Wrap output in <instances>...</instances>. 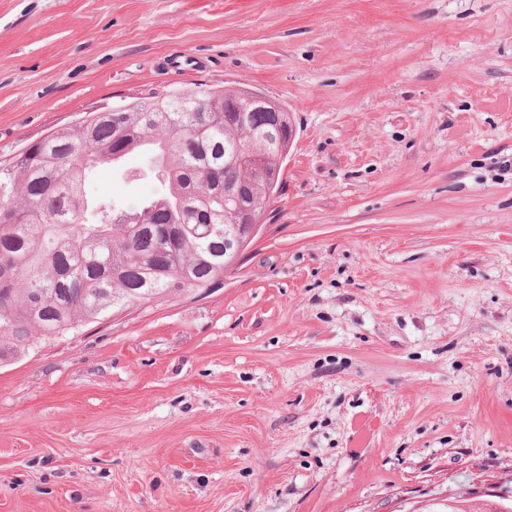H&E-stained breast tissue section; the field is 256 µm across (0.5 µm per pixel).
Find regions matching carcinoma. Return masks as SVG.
Wrapping results in <instances>:
<instances>
[{
  "instance_id": "1",
  "label": "carcinoma",
  "mask_w": 512,
  "mask_h": 512,
  "mask_svg": "<svg viewBox=\"0 0 512 512\" xmlns=\"http://www.w3.org/2000/svg\"><path fill=\"white\" fill-rule=\"evenodd\" d=\"M255 90H178L86 117L0 167V360L79 333L117 310L197 294L224 281L225 239L243 230L239 204L261 202L275 164L266 133L288 112L253 109ZM210 103L192 110L196 99ZM153 140L164 192L118 208L87 193L90 163ZM236 184V198L224 184ZM192 197L191 207L183 206ZM448 512H512L461 500Z\"/></svg>"
}]
</instances>
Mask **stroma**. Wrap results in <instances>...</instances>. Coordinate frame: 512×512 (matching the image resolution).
<instances>
[{
	"instance_id": "35a3bbf8",
	"label": "stroma",
	"mask_w": 512,
	"mask_h": 512,
	"mask_svg": "<svg viewBox=\"0 0 512 512\" xmlns=\"http://www.w3.org/2000/svg\"><path fill=\"white\" fill-rule=\"evenodd\" d=\"M227 83L295 124L270 214L219 287L0 362V512L512 500V0H0L1 165Z\"/></svg>"
}]
</instances>
